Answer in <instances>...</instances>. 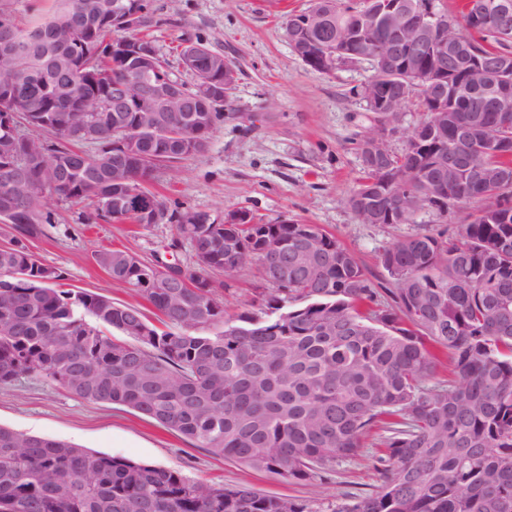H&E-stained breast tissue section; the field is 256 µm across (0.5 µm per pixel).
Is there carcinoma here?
I'll return each instance as SVG.
<instances>
[{"mask_svg":"<svg viewBox=\"0 0 512 512\" xmlns=\"http://www.w3.org/2000/svg\"><path fill=\"white\" fill-rule=\"evenodd\" d=\"M114 0H52L32 8L26 24L0 12V38H23L43 29L78 38L67 51L32 62L10 91L29 109L0 112L31 129L30 139L0 130V191L16 160L40 149L58 163L53 178L29 173V186L0 205L13 211L14 231L0 248V384L41 375L72 395L129 407L179 433L195 448L289 481L307 482L338 461L359 456L373 425L393 422L381 437L383 480L375 490L336 505L331 512H512V184L493 177L512 173V97L503 112H477L493 90L458 85L448 76L456 108L438 112L430 86L414 82L401 65L378 79L383 93L406 89L417 100L422 123L437 136L417 151L419 174L409 190L424 195L422 173L435 171L440 153L459 127L471 130L478 159L489 177L457 175L447 201L474 205L455 235L428 233L397 241L381 263L394 279L392 302L379 292L354 255L314 224H175L198 259L182 268L145 261L123 249L94 253L113 281L136 291L156 311L152 321L132 305L61 287L63 272L40 262L28 240L52 223L53 196L83 204L84 224L113 221L152 225L155 194L138 180L149 156L178 162L206 149L224 120L211 101L188 89L186 111L205 118L201 145H184L181 132L198 130L181 112L160 113L133 148L116 140L144 125L149 112L112 111L113 85L129 66L112 50L123 35L105 20ZM368 0H315L324 25L298 42L308 61L324 50L344 51L364 62L370 43L386 33L359 35ZM460 48L455 69L476 55L506 58L512 85V28L471 25L456 16ZM201 76L221 79L213 68L224 55L196 42ZM81 83V96L100 112L77 111L65 89ZM96 126L87 153L77 127ZM364 176L349 198L355 209L374 197L381 176L361 158ZM293 253L312 244L316 263L277 281L264 251L266 240ZM255 263L271 285L262 299L265 316L224 318L217 298L225 287L215 272ZM443 349L456 380L435 381ZM0 512H311L301 501L262 494L247 486L224 487L188 479L178 470L93 453L75 445L0 427Z\"/></svg>","mask_w":512,"mask_h":512,"instance_id":"carcinoma-1","label":"carcinoma"}]
</instances>
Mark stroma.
I'll return each mask as SVG.
<instances>
[{
	"mask_svg": "<svg viewBox=\"0 0 512 512\" xmlns=\"http://www.w3.org/2000/svg\"><path fill=\"white\" fill-rule=\"evenodd\" d=\"M312 0H153L158 27L150 36L186 85L194 75L182 69L177 47L199 40L232 61L237 75L224 121L207 149L175 167L157 169L150 190L166 206L209 216L220 224L225 214L244 211L266 224L296 220L318 225L349 249L379 288L393 287L381 263L385 248L418 233L451 234L463 224L466 210L444 216L423 210L413 224H368L348 204L361 177L358 142L379 126L358 90L371 74L367 63L338 65L321 73L293 51L284 26L290 14L310 8ZM55 223L30 240L42 263L61 268L65 284L113 301L146 308L135 292L112 281L95 264L101 248L129 249L145 260L154 257L184 267L197 264L188 243H175V228L161 223L81 224L79 205L64 198L48 201ZM269 291L256 265L227 280L224 309L234 318L260 312ZM0 426L69 442L93 452L128 458L146 465L176 469L192 480L254 490L309 504L313 512H330L351 496L379 483L377 434L365 440L361 456L336 464L332 471L295 483L240 466L195 448L130 408L93 403L37 376L0 384Z\"/></svg>",
	"mask_w": 512,
	"mask_h": 512,
	"instance_id": "stroma-1",
	"label": "stroma"
}]
</instances>
